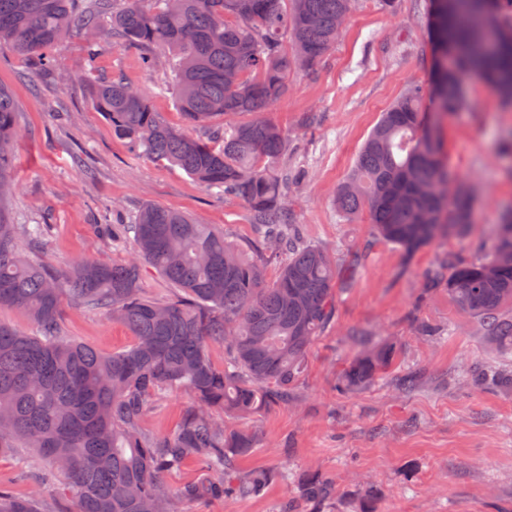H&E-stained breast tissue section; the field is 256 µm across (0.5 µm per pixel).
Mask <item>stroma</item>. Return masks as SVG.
<instances>
[{
  "label": "stroma",
  "mask_w": 512,
  "mask_h": 512,
  "mask_svg": "<svg viewBox=\"0 0 512 512\" xmlns=\"http://www.w3.org/2000/svg\"><path fill=\"white\" fill-rule=\"evenodd\" d=\"M425 0H357L336 43L308 71L291 75L288 93L267 112L288 136L289 171L301 180L288 206L307 243L336 261V316L311 345L307 369L288 404L262 411L249 424L260 437L240 469H316L336 485L333 512H363L370 491L379 512H512V391L469 377L471 367L496 365L502 355L478 320L455 307L446 288L425 284L445 253L480 258L512 210V157L500 140L512 129V107L476 73L466 74L467 101L441 123L451 177L476 195L467 241H436L406 253L377 238L367 214L348 218L336 208L338 185L383 112L409 84H431V44ZM94 68L84 65V37L72 28L55 51L53 71L0 46V84L11 89L20 130L8 207L15 223L47 225L40 262L65 270L82 260L120 263L131 239L108 240L111 221L131 223L144 205L190 213L235 244L253 242L247 206L209 189L181 168L136 154L112 133L92 99L100 81L123 76L144 92L171 125L183 127L173 69H145L141 53L113 39L103 24ZM436 335H420V324ZM67 336L109 355L129 348L128 327L73 300L63 304ZM392 343L390 368L374 384L346 393L336 384L358 353L354 332ZM418 375L401 390L402 375ZM191 403L182 392L165 395L143 420L149 435L172 432ZM33 452L0 456V488L30 494L23 477ZM276 482L259 496L237 494L186 506L185 512H277L289 494Z\"/></svg>",
  "instance_id": "35a3bbf8"
}]
</instances>
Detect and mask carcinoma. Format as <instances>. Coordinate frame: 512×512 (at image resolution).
Here are the masks:
<instances>
[{
	"label": "carcinoma",
	"mask_w": 512,
	"mask_h": 512,
	"mask_svg": "<svg viewBox=\"0 0 512 512\" xmlns=\"http://www.w3.org/2000/svg\"><path fill=\"white\" fill-rule=\"evenodd\" d=\"M355 0H0V44L49 62V53L77 23L88 33L86 63H94L95 30L112 18V36L174 60L179 109L193 137L167 123L147 96L121 78L95 88L96 107L112 132L141 154L180 167L250 210L258 241L228 242L209 224L183 212L146 205L123 231L134 233V255L121 264L81 262L64 273L27 261L44 245L45 225L14 224L6 209L19 137L15 101L0 86V309L23 310L27 332L0 322V455L30 448L59 472L76 512H181L183 504L233 491L256 496L275 481L294 495L278 512H297L296 499L322 512L336 486L317 471H241L258 438L229 428L224 414L250 416L288 404L315 337L336 313V263L303 241L278 166L288 136L261 117L288 93V75L316 65L341 33L339 20ZM425 27L432 45L431 96L442 114L465 102L462 72L477 71L512 105V0H428ZM455 60L448 67V58ZM413 85L385 112L336 191L337 210L370 214L385 241L415 252L439 239L463 238L472 226L470 188L448 196V167L436 127ZM253 119L236 122L234 117ZM485 258L448 252L434 282L455 306L477 318L501 350L512 352V212L485 246ZM279 265L273 284L265 267ZM173 286L171 298L146 297L142 267ZM67 298L112 314L135 337L128 349L103 355L64 336ZM224 348V364L212 353ZM393 359L374 344L354 358L341 386L364 388ZM166 391L192 403L176 430L148 436L145 411ZM191 460L197 476L172 485L164 474ZM39 487L26 497L0 490V512H52Z\"/></svg>",
	"instance_id": "obj_1"
}]
</instances>
